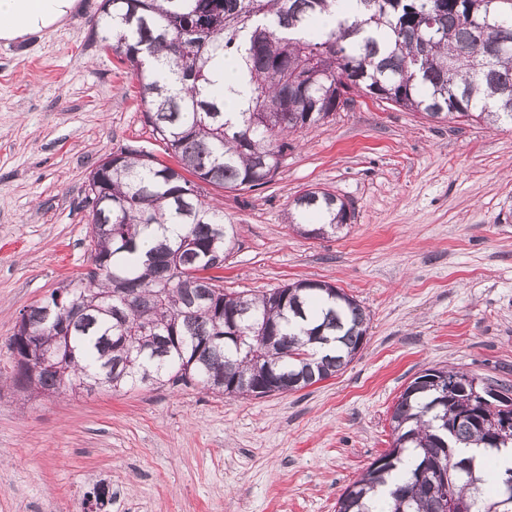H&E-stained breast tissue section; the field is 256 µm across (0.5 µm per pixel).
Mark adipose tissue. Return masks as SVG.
Masks as SVG:
<instances>
[{"instance_id": "obj_1", "label": "adipose tissue", "mask_w": 512, "mask_h": 512, "mask_svg": "<svg viewBox=\"0 0 512 512\" xmlns=\"http://www.w3.org/2000/svg\"><path fill=\"white\" fill-rule=\"evenodd\" d=\"M75 0H0V39L43 34L67 18Z\"/></svg>"}]
</instances>
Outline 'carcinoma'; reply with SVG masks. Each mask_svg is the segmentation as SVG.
<instances>
[{"label": "carcinoma", "instance_id": "carcinoma-1", "mask_svg": "<svg viewBox=\"0 0 512 512\" xmlns=\"http://www.w3.org/2000/svg\"><path fill=\"white\" fill-rule=\"evenodd\" d=\"M333 16L332 27L321 25ZM102 41L136 77L147 123L177 159L112 155L89 173L90 268L22 314L10 338L15 386L36 396L170 382L228 396L299 391L343 371L368 315L342 289L301 280L270 293L226 294L208 276L235 246L222 207L198 182L269 184L288 137L359 94L442 122L512 125V0H112ZM241 57L240 111L229 118L213 73ZM324 189L289 203L310 237L348 223ZM54 363L37 367L46 354ZM478 376L429 368L395 402L392 448L347 485L336 512H444L441 499L497 512L512 467L486 472L461 448H512L498 424L512 405H484ZM453 472L443 488L431 469Z\"/></svg>", "mask_w": 512, "mask_h": 512}]
</instances>
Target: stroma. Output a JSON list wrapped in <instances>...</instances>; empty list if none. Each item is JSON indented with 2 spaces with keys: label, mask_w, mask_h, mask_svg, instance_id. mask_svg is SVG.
Returning a JSON list of instances; mask_svg holds the SVG:
<instances>
[{
  "label": "stroma",
  "mask_w": 512,
  "mask_h": 512,
  "mask_svg": "<svg viewBox=\"0 0 512 512\" xmlns=\"http://www.w3.org/2000/svg\"><path fill=\"white\" fill-rule=\"evenodd\" d=\"M77 0L43 38L0 43V512H336L392 444L397 398L427 368L512 383V127L431 122L358 98L292 136L272 182L208 185L236 245L225 292L334 284L370 316L343 373L296 392L231 398L197 385L27 399L11 382L22 313L87 271L93 166L138 149L175 165L136 78ZM352 206L320 239L293 231L294 196Z\"/></svg>",
  "instance_id": "35a3bbf8"
}]
</instances>
